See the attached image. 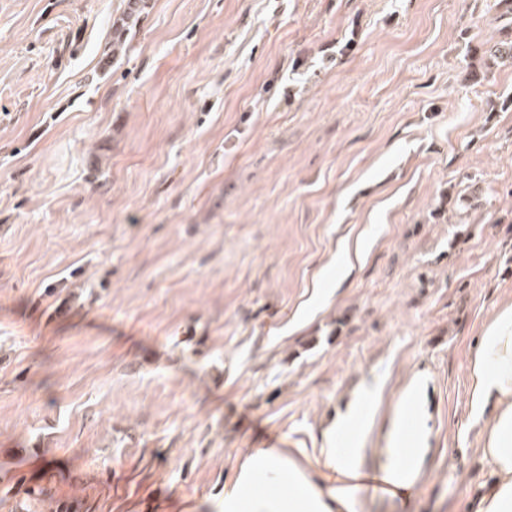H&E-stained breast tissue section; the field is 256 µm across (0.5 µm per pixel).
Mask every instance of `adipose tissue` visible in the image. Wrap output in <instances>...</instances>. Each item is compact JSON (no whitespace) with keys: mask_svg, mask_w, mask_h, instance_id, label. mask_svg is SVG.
Here are the masks:
<instances>
[{"mask_svg":"<svg viewBox=\"0 0 512 512\" xmlns=\"http://www.w3.org/2000/svg\"><path fill=\"white\" fill-rule=\"evenodd\" d=\"M469 407L487 414L481 454L494 480L468 497L467 512H512V304L485 325L471 359ZM322 449L324 470L342 475L341 483H323L298 460L291 448L249 449L235 478L224 486L221 512H354L359 487L354 482L359 449L340 447L329 433ZM421 444L417 434L396 430L383 467L385 479L402 487L411 483Z\"/></svg>","mask_w":512,"mask_h":512,"instance_id":"obj_1","label":"adipose tissue"}]
</instances>
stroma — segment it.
Segmentation results:
<instances>
[{"mask_svg": "<svg viewBox=\"0 0 512 512\" xmlns=\"http://www.w3.org/2000/svg\"><path fill=\"white\" fill-rule=\"evenodd\" d=\"M124 7L0 0V512H219L372 382L360 479L415 385L427 448L355 512H464L512 302V68L464 79L495 0H146L109 64Z\"/></svg>", "mask_w": 512, "mask_h": 512, "instance_id": "35a3bbf8", "label": "stroma"}]
</instances>
